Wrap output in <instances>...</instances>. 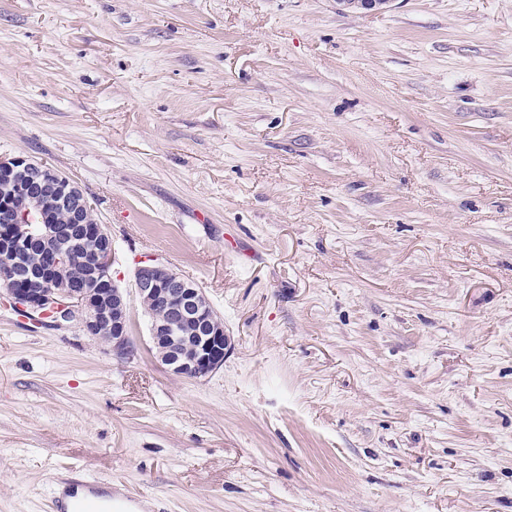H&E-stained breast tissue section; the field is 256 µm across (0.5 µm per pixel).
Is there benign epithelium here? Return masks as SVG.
Segmentation results:
<instances>
[{
	"label": "benign epithelium",
	"mask_w": 512,
	"mask_h": 512,
	"mask_svg": "<svg viewBox=\"0 0 512 512\" xmlns=\"http://www.w3.org/2000/svg\"><path fill=\"white\" fill-rule=\"evenodd\" d=\"M354 11L387 8L392 0H339ZM21 167L38 173L43 187L57 191V202L69 210L71 222L95 234L101 248L92 255H80L58 246L70 232L60 224L47 222L42 198L21 190L12 198L0 199V250L37 243L43 249V267L35 286L9 288L12 305L27 314H48L57 322H78L85 333L96 336L101 322L112 326V348L128 355L133 352L129 340L130 308L125 292L112 279L114 248L106 227L90 219L92 205L66 176L22 156H0V177L11 179ZM41 225L35 235L30 225ZM89 268L88 279L74 286H59L53 281L58 268L73 261ZM135 290L145 312L151 318V341L161 361L178 375L204 378L224 365L227 339L224 323L210 302H200L201 289L171 268L156 261H142L135 269Z\"/></svg>",
	"instance_id": "7a95c632"
}]
</instances>
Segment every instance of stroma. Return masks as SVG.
<instances>
[{"label": "stroma", "mask_w": 512, "mask_h": 512, "mask_svg": "<svg viewBox=\"0 0 512 512\" xmlns=\"http://www.w3.org/2000/svg\"><path fill=\"white\" fill-rule=\"evenodd\" d=\"M0 156L112 236L129 356L0 287V512H512V0H0ZM153 259L224 322L171 374ZM134 278L140 303L151 318L152 347L161 361L173 373L190 379H201L220 369L228 346L224 323L201 289L156 261L140 262ZM182 319L196 321L203 334L195 344L178 352L173 349L180 345L175 330Z\"/></svg>", "instance_id": "1"}]
</instances>
